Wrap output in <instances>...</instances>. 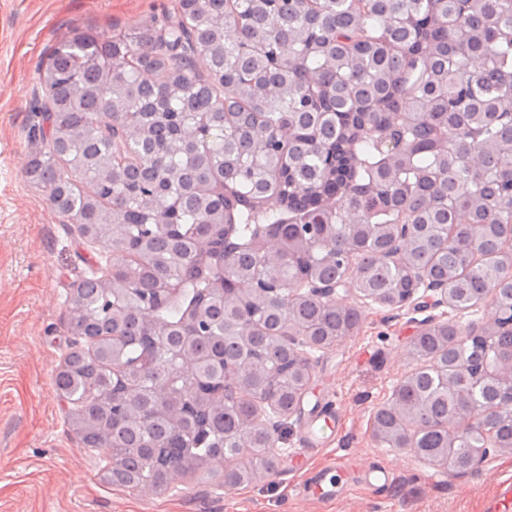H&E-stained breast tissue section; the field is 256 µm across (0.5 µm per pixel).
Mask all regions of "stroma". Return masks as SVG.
I'll return each mask as SVG.
<instances>
[{
    "label": "stroma",
    "instance_id": "1",
    "mask_svg": "<svg viewBox=\"0 0 512 512\" xmlns=\"http://www.w3.org/2000/svg\"><path fill=\"white\" fill-rule=\"evenodd\" d=\"M175 3L0 0V512H489L497 484L512 477V451L491 452L478 469L454 477L373 437L375 410L418 365L409 343L424 315L357 292L342 301L362 310L360 326L314 352L301 411L275 450L274 477L228 487L225 465L216 462L175 477L161 493L127 490L104 479L106 449L82 447L70 429L68 406L53 382L65 357L86 345L69 330L70 300L80 282L108 263L26 178L41 147L31 136L39 68L63 37L130 33ZM316 408L337 412L338 430L302 464L290 465L286 454L304 447ZM339 455L356 472L371 463L390 468L398 483L376 492L353 477L332 503L304 498L303 486Z\"/></svg>",
    "mask_w": 512,
    "mask_h": 512
}]
</instances>
